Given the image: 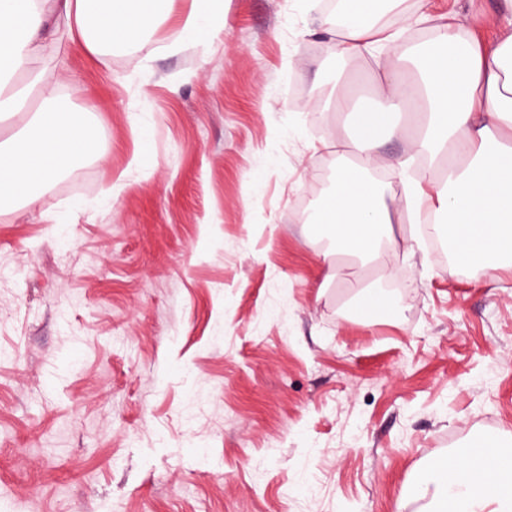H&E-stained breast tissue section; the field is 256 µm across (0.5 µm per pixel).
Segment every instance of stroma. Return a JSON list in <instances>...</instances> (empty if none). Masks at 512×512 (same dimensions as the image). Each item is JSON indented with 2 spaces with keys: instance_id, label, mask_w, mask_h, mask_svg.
<instances>
[{
  "instance_id": "1",
  "label": "stroma",
  "mask_w": 512,
  "mask_h": 512,
  "mask_svg": "<svg viewBox=\"0 0 512 512\" xmlns=\"http://www.w3.org/2000/svg\"><path fill=\"white\" fill-rule=\"evenodd\" d=\"M500 4L430 0L408 41L448 12L489 41ZM191 5L109 67L44 63L102 155L0 213V512H396L428 458L512 431V265L448 270L396 222L389 274L329 270L303 213L354 157L305 98L391 53L338 59L309 0H224L210 49H172ZM378 153L403 197L410 144ZM357 287L395 317L348 316Z\"/></svg>"
}]
</instances>
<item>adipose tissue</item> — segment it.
Returning a JSON list of instances; mask_svg holds the SVG:
<instances>
[{
  "label": "adipose tissue",
  "instance_id": "adipose-tissue-1",
  "mask_svg": "<svg viewBox=\"0 0 512 512\" xmlns=\"http://www.w3.org/2000/svg\"><path fill=\"white\" fill-rule=\"evenodd\" d=\"M339 0L349 22L325 16L321 31L338 56L351 59L387 47L401 64L399 79L356 100L337 81L328 106L343 112L352 134V166L341 168L310 223L334 241L333 256L379 248L394 216L433 222L458 267L512 263V0H503L495 38L482 43L441 23L429 50L405 47L403 32L426 19L428 0ZM172 0H0V119L43 105L10 137L0 139V209L20 199L35 206L78 160L98 152L85 113L61 105L77 84L49 85L39 62L80 45L102 65L115 46H141L171 11ZM221 0H193L174 33L175 45L207 46ZM409 115L412 148L436 174L412 182L402 200L387 199L371 176L378 145L401 133ZM416 512H512V433H480L456 453L420 465L399 497Z\"/></svg>",
  "mask_w": 512,
  "mask_h": 512
}]
</instances>
